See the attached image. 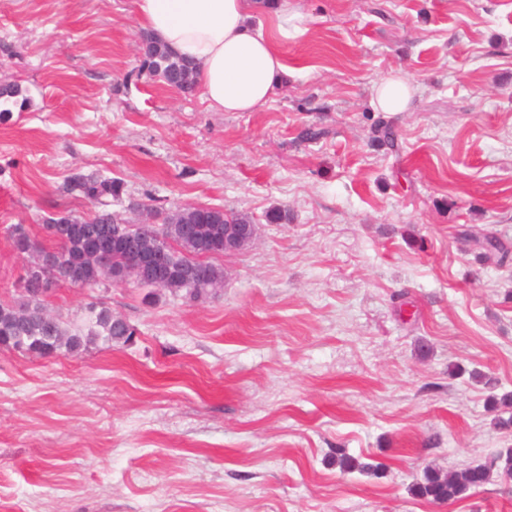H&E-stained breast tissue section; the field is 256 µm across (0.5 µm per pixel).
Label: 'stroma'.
I'll use <instances>...</instances> for the list:
<instances>
[{"label":"stroma","instance_id":"1","mask_svg":"<svg viewBox=\"0 0 512 512\" xmlns=\"http://www.w3.org/2000/svg\"><path fill=\"white\" fill-rule=\"evenodd\" d=\"M295 4L286 81L256 111L213 112L140 73L133 0H0V81L21 88L0 121V302L37 260L13 224L41 242L54 214L137 223L153 204L258 226L212 256L213 296L148 302L108 279L44 297L65 321L105 302L138 337L0 351V512H512L498 476L440 505L411 492L426 468L512 448L490 410L512 392V256L481 265L467 236L512 252V0ZM395 72L417 92L379 111ZM89 173L120 197L59 193ZM340 450L381 477L341 471Z\"/></svg>","mask_w":512,"mask_h":512}]
</instances>
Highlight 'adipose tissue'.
Segmentation results:
<instances>
[{"instance_id":"ef3b65f1","label":"adipose tissue","mask_w":512,"mask_h":512,"mask_svg":"<svg viewBox=\"0 0 512 512\" xmlns=\"http://www.w3.org/2000/svg\"><path fill=\"white\" fill-rule=\"evenodd\" d=\"M142 28L191 60L202 96L215 112H253L263 106L289 74L284 48L305 32L304 17L291 0H275V27L252 21L257 0H135ZM412 82L391 75L374 87L384 112L406 111Z\"/></svg>"}]
</instances>
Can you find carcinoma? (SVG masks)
I'll list each match as a JSON object with an SVG mask.
<instances>
[{"label": "carcinoma", "instance_id": "1", "mask_svg": "<svg viewBox=\"0 0 512 512\" xmlns=\"http://www.w3.org/2000/svg\"><path fill=\"white\" fill-rule=\"evenodd\" d=\"M143 39L149 44V51L142 62V70L152 79L170 83L181 73L195 77L192 63L168 49L163 44L145 35ZM19 87L8 84L0 87V120L10 116L8 104L17 97ZM121 184L112 179H102L95 174H76L65 180L60 191L66 194L77 192L89 200L101 201L104 197L117 198L121 194ZM149 218L162 217L160 224H140L134 231L145 242L164 246L170 252L172 269L178 282L168 288L174 295L182 294L190 299H201L217 294L224 285V271L207 262L195 259L194 245L184 237L183 228L187 224L201 223V216L208 212L212 223L224 227L226 224H251L253 219L245 213L210 211L205 206H185L166 215L149 207L142 208ZM53 223H46L43 229L50 246H40L34 242L20 224L9 228L13 244L22 252H38L43 256L53 253L54 260L48 265H37L30 269L25 279L26 296L14 303L0 302V349L19 354L40 357L81 355L86 348L102 342L107 345L127 344V337L137 334L132 324L122 328L115 325L117 315L104 303H92L81 316V322L67 324L49 315L42 303L41 295L34 290L41 280L54 278H78L89 285L112 278V271L119 272L128 268L127 252L119 249L111 256L108 267L98 268L88 259L89 243L80 238L58 240L52 233ZM483 264H499L503 261V245L496 236H491L488 244L477 255ZM201 268L204 277H184V273ZM336 463L348 473L359 472L372 476L381 475L382 465L366 464L345 452L337 451ZM498 470L505 477H512V448L500 452L490 460L469 465L459 471L443 473L439 470H427L423 478L416 483L414 493L418 497L436 503H449L463 499L469 492L486 484L493 470Z\"/></svg>", "mask_w": 512, "mask_h": 512}]
</instances>
